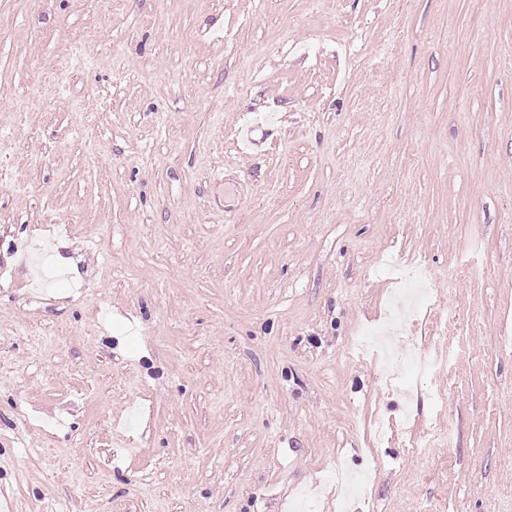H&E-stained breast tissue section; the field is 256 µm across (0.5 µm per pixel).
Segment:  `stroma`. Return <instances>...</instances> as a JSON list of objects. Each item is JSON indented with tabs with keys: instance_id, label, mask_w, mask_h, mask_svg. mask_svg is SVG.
<instances>
[{
	"instance_id": "obj_1",
	"label": "stroma",
	"mask_w": 512,
	"mask_h": 512,
	"mask_svg": "<svg viewBox=\"0 0 512 512\" xmlns=\"http://www.w3.org/2000/svg\"><path fill=\"white\" fill-rule=\"evenodd\" d=\"M299 497L512 512V0H0V512Z\"/></svg>"
}]
</instances>
